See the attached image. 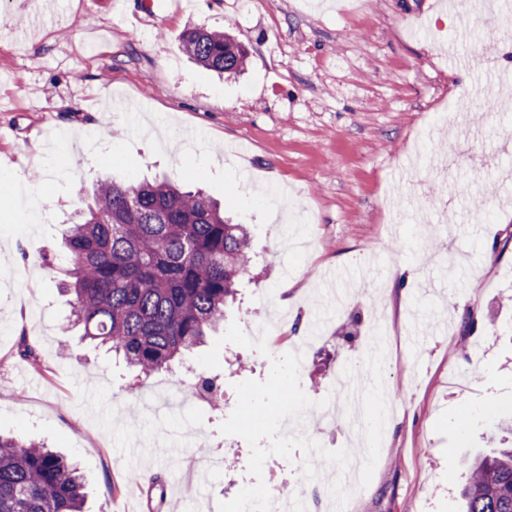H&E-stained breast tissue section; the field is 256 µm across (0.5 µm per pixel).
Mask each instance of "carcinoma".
<instances>
[{"label": "carcinoma", "instance_id": "obj_1", "mask_svg": "<svg viewBox=\"0 0 512 512\" xmlns=\"http://www.w3.org/2000/svg\"><path fill=\"white\" fill-rule=\"evenodd\" d=\"M184 52L219 74L244 69L248 52L231 35L188 27ZM63 291L83 336L121 355L145 375L170 367L224 319L254 256L248 232L197 190L165 180L98 181L92 203L64 236ZM214 393L199 377L188 392ZM461 496L462 512H512V448L477 457ZM84 484L62 456L0 436V512H83Z\"/></svg>", "mask_w": 512, "mask_h": 512}]
</instances>
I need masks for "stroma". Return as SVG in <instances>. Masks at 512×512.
I'll return each mask as SVG.
<instances>
[{
	"label": "stroma",
	"mask_w": 512,
	"mask_h": 512,
	"mask_svg": "<svg viewBox=\"0 0 512 512\" xmlns=\"http://www.w3.org/2000/svg\"><path fill=\"white\" fill-rule=\"evenodd\" d=\"M148 2L0 0V173L16 187L0 194V434L74 461L86 512H217L253 481L248 443L218 431L235 384L312 335L300 382L322 400L384 323L400 350L374 378L383 437L350 512H458L466 460L512 405V93L485 109L500 85L477 62L494 47L512 71L497 38L512 8L179 0L151 18ZM194 25L242 43L244 72L185 55ZM104 174L203 189L247 225L255 264L224 320L269 324L268 355L228 344L217 369L192 354L144 377L82 340L58 291L61 232ZM187 376L217 377L223 408L145 414ZM299 431L356 444L311 411Z\"/></svg>",
	"instance_id": "obj_1"
}]
</instances>
